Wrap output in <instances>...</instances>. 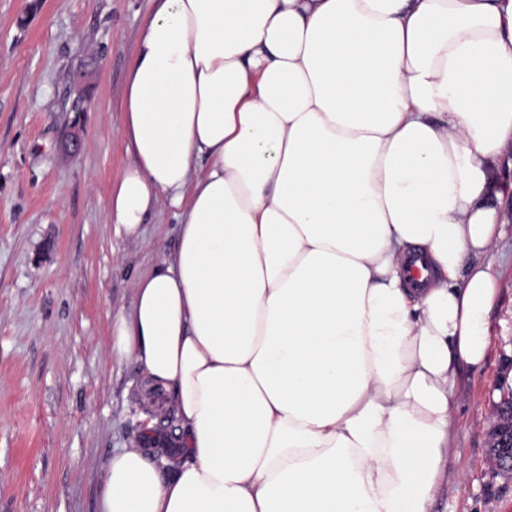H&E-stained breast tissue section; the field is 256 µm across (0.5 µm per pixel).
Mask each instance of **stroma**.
Instances as JSON below:
<instances>
[{"label": "stroma", "instance_id": "35a3bbf8", "mask_svg": "<svg viewBox=\"0 0 512 512\" xmlns=\"http://www.w3.org/2000/svg\"><path fill=\"white\" fill-rule=\"evenodd\" d=\"M150 0H0V512H97L115 449L139 447L148 407L110 322L177 245L174 209L142 239L107 224L130 163L121 135L134 34ZM492 248L497 296L481 370L462 369L449 477L434 512H512L488 457L489 410L512 388V194Z\"/></svg>", "mask_w": 512, "mask_h": 512}]
</instances>
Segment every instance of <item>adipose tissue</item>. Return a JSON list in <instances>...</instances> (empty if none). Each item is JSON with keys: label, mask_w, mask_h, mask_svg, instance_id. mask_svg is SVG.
<instances>
[{"label": "adipose tissue", "mask_w": 512, "mask_h": 512, "mask_svg": "<svg viewBox=\"0 0 512 512\" xmlns=\"http://www.w3.org/2000/svg\"><path fill=\"white\" fill-rule=\"evenodd\" d=\"M152 2L107 221L173 208L178 244L110 330L181 446L115 451L98 512H433L489 349L512 0Z\"/></svg>", "instance_id": "obj_1"}]
</instances>
